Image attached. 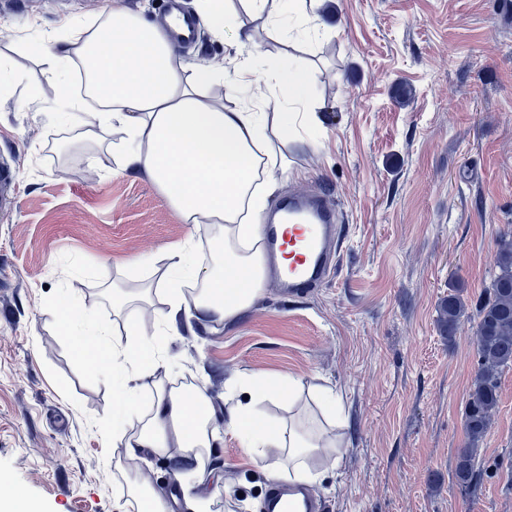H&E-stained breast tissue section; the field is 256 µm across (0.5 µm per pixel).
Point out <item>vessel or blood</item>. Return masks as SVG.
I'll return each mask as SVG.
<instances>
[{"label": "vessel or blood", "instance_id": "obj_1", "mask_svg": "<svg viewBox=\"0 0 512 512\" xmlns=\"http://www.w3.org/2000/svg\"><path fill=\"white\" fill-rule=\"evenodd\" d=\"M176 44L193 43L201 22L185 12L179 0H168ZM331 202L320 195H293L263 226L264 262L269 273L281 275L287 296L297 297L324 283L334 268L328 248L336 232ZM269 512H297L298 504L288 487L276 485L267 493Z\"/></svg>", "mask_w": 512, "mask_h": 512}]
</instances>
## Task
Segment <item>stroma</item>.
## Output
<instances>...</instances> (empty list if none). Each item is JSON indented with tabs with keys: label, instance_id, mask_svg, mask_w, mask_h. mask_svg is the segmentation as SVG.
I'll return each mask as SVG.
<instances>
[{
	"label": "stroma",
	"instance_id": "35a3bbf8",
	"mask_svg": "<svg viewBox=\"0 0 512 512\" xmlns=\"http://www.w3.org/2000/svg\"><path fill=\"white\" fill-rule=\"evenodd\" d=\"M295 0L278 25L252 23L264 63L298 56L316 70V118L284 150L265 209L291 194L322 192L339 215L330 280L283 296L265 279L254 302L224 322L192 300L170 308L156 282L168 247L192 241L198 261L211 227L186 223L149 175L125 167L116 146L85 139L87 119L52 116L55 84L31 41L73 18L111 10L164 26L166 0H28L0 9V64L18 80L0 90V165L11 166L14 203L0 209V502L33 512H137L112 438L111 369L84 364L61 335L55 306L92 309L111 339L128 320L109 287L153 283L148 310L166 318L167 358L126 385L149 414L158 386L205 390L212 439L204 458L174 477L167 456L145 453L142 484L175 493L174 512H263L270 462L254 463L226 431L255 375L297 385V402L321 417V388L344 396L331 433L338 464L313 487L327 512H512V368L481 443L474 493L456 485L464 408L475 367L476 303L495 273L499 237L512 231V0H327L320 34L286 45ZM228 35L202 27L174 46L182 75L231 69ZM460 294L467 316L446 337L438 309ZM223 374L224 384L212 383Z\"/></svg>",
	"mask_w": 512,
	"mask_h": 512
}]
</instances>
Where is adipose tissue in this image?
Masks as SVG:
<instances>
[{
  "label": "adipose tissue",
  "mask_w": 512,
  "mask_h": 512,
  "mask_svg": "<svg viewBox=\"0 0 512 512\" xmlns=\"http://www.w3.org/2000/svg\"><path fill=\"white\" fill-rule=\"evenodd\" d=\"M282 2L239 0L235 10L225 0H199L201 20L215 33L228 28L234 33L236 66L229 79L207 65L181 76L172 65L173 46L164 29L118 10L102 23L70 20L40 42L43 74L58 86V119L69 122L84 108L83 100L72 96L65 73L74 57L85 58L88 88L107 105L96 113L95 122L103 130L116 125L124 130L125 166L146 172L187 223L217 227L223 267L201 272L183 243L167 249L161 282L175 308L184 282L203 278L196 308L217 320L247 308L261 289L262 255L248 246L259 239L262 224L263 199L256 181L275 171L277 147L297 138L304 120L315 112L308 96L315 72L309 65L296 61L263 68L251 49L249 21L263 18L276 23ZM218 82L226 87L220 102L205 93ZM252 85L265 88L266 94L247 106L241 93ZM274 100L298 104L299 109L268 113ZM57 318L62 331L77 342L81 357L94 365L111 364L113 384L122 391L113 421L137 417L136 400L122 386L146 364L161 360V353L145 347L141 339L161 328L162 319L149 324L136 320L134 341L121 345L105 340L92 311L66 302L58 306ZM257 383L249 402L231 409L225 429L236 434L252 461L276 456L277 464L269 471L272 480L306 487L321 484L324 465L337 463L334 440L316 428L270 425L254 402L265 399L269 386L279 397L292 398L293 383L283 379L273 385L262 376ZM194 402L206 405L201 389L182 393L158 388L149 419L124 442L125 460H138L148 451L164 452L173 442L185 457H200L209 446L210 419L202 411H191Z\"/></svg>",
  "instance_id": "adipose-tissue-1"
}]
</instances>
